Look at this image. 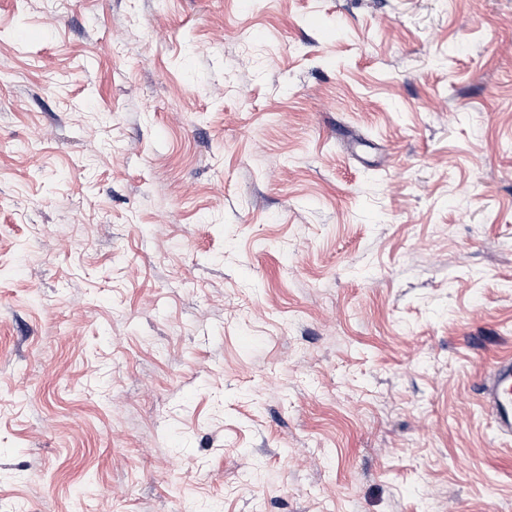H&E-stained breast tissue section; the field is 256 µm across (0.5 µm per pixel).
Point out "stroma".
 Masks as SVG:
<instances>
[{
    "label": "stroma",
    "mask_w": 512,
    "mask_h": 512,
    "mask_svg": "<svg viewBox=\"0 0 512 512\" xmlns=\"http://www.w3.org/2000/svg\"><path fill=\"white\" fill-rule=\"evenodd\" d=\"M512 0H0V512H512ZM477 396L495 416L499 434L512 438V357L497 359L481 379Z\"/></svg>",
    "instance_id": "1"
}]
</instances>
